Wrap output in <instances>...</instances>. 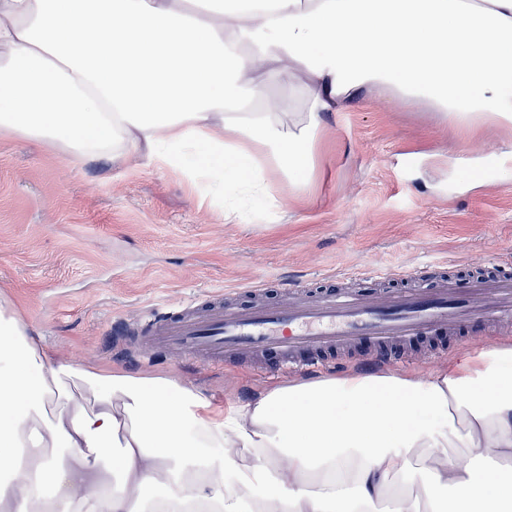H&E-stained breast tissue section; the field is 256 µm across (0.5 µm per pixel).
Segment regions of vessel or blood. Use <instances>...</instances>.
I'll use <instances>...</instances> for the list:
<instances>
[{"instance_id": "obj_1", "label": "vessel or blood", "mask_w": 512, "mask_h": 512, "mask_svg": "<svg viewBox=\"0 0 512 512\" xmlns=\"http://www.w3.org/2000/svg\"><path fill=\"white\" fill-rule=\"evenodd\" d=\"M490 327L512 320V264L498 275L462 286L444 280L407 292L326 289L285 304L227 307L212 299L156 314L140 324L142 358L175 350L209 365L259 354L275 371L324 367L336 350L370 340L383 354L436 330L457 336L472 318Z\"/></svg>"}]
</instances>
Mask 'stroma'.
<instances>
[{
  "mask_svg": "<svg viewBox=\"0 0 512 512\" xmlns=\"http://www.w3.org/2000/svg\"><path fill=\"white\" fill-rule=\"evenodd\" d=\"M466 163H458V156ZM276 209L259 205L241 223L204 175L162 173L138 156L73 162L15 136H0V291L20 304L38 336L80 365L134 374L172 373L216 402L244 401L280 375L246 360L211 368L173 354L149 364L116 352L114 324L176 308L219 290L271 283L285 302L290 282L361 278L365 265L401 268L410 288L493 269L512 256V127L448 131L424 105L359 94L327 116L306 193L267 173ZM484 326L405 346L404 370L428 373Z\"/></svg>",
  "mask_w": 512,
  "mask_h": 512,
  "instance_id": "1",
  "label": "stroma"
}]
</instances>
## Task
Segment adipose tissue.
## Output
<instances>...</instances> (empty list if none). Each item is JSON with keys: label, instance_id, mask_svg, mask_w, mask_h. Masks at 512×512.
<instances>
[{"label": "adipose tissue", "instance_id": "ef3b65f1", "mask_svg": "<svg viewBox=\"0 0 512 512\" xmlns=\"http://www.w3.org/2000/svg\"><path fill=\"white\" fill-rule=\"evenodd\" d=\"M298 109L285 112L274 90ZM512 126V0H0V133L296 192L360 93ZM0 512H512V340L428 376L267 387L59 357L0 291Z\"/></svg>", "mask_w": 512, "mask_h": 512}]
</instances>
